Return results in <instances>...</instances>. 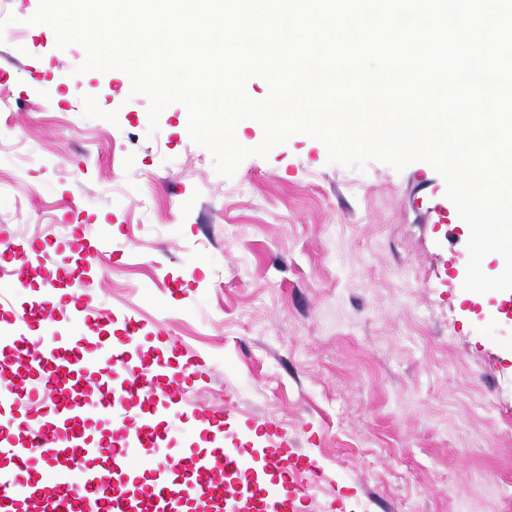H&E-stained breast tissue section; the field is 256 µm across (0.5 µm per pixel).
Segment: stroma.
Here are the masks:
<instances>
[{
  "mask_svg": "<svg viewBox=\"0 0 512 512\" xmlns=\"http://www.w3.org/2000/svg\"><path fill=\"white\" fill-rule=\"evenodd\" d=\"M38 4L0 0V250L46 245L26 290L0 261V315L37 308L83 226L111 242L86 294L206 364L160 450L174 474L206 445L194 412L229 403L297 440L327 512H512V303L464 289L433 167L361 172L296 134L223 177L183 105L151 136L125 73L75 75Z\"/></svg>",
  "mask_w": 512,
  "mask_h": 512,
  "instance_id": "stroma-1",
  "label": "stroma"
}]
</instances>
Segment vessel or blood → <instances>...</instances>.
Here are the masks:
<instances>
[{
	"instance_id": "vessel-or-blood-1",
	"label": "vessel or blood",
	"mask_w": 512,
	"mask_h": 512,
	"mask_svg": "<svg viewBox=\"0 0 512 512\" xmlns=\"http://www.w3.org/2000/svg\"><path fill=\"white\" fill-rule=\"evenodd\" d=\"M69 248L81 256L78 270L67 275L73 285L71 315L92 322L111 319V310L93 306L83 291L100 250L99 243L79 235ZM39 253V248L28 242L10 248L14 286L23 285L27 268ZM154 334L163 338L172 357L181 359L178 373L168 376L159 363L132 361L123 348L110 350L103 358L95 348L58 342L36 355L40 384L51 395L49 408L62 427L58 434L48 429L33 433V440L42 449V460H50L57 444L72 449L78 457L91 454L85 437L83 403L67 401L58 392L67 385L86 383L90 366L100 358L104 359L109 373L119 380L112 394L102 395L100 399L103 413H111L113 405L118 403L125 412L140 418L139 423L123 434V442L149 452L164 446L169 432L167 418L182 403L186 380L202 378L203 371L199 356L181 341L167 336L159 327ZM0 455L16 462L15 470L0 471V512L8 506L12 488L20 484L25 485L30 496L42 494L47 488L56 491L55 512H102L106 506L112 512H178L182 500L194 496L202 503V512H305L312 500V484L322 477L307 455L293 448L291 439L281 434L266 448L216 446L206 453L187 457L186 467L206 474L208 481L202 487L185 480L166 479L164 471L159 470L151 483L138 485L132 491L124 486L115 487L113 478L89 468L76 481L65 472H56L46 487L35 477L20 480L19 472L29 467L30 460L27 454L13 448L8 439H0ZM264 470L275 474L274 482L259 483L258 475Z\"/></svg>"
}]
</instances>
